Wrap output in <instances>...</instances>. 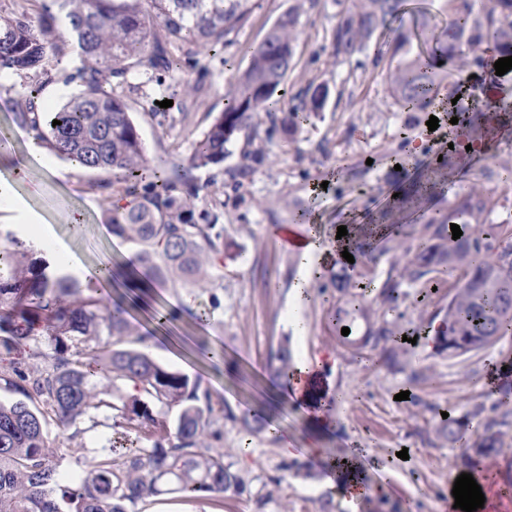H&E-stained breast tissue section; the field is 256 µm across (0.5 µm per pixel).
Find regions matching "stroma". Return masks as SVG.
<instances>
[{
    "label": "stroma",
    "mask_w": 512,
    "mask_h": 512,
    "mask_svg": "<svg viewBox=\"0 0 512 512\" xmlns=\"http://www.w3.org/2000/svg\"><path fill=\"white\" fill-rule=\"evenodd\" d=\"M294 0H253L247 24L223 49L183 60L179 71L158 73L150 87L129 91L132 116L150 156L158 160L187 158L195 141L224 110V89L231 68H246L248 48L264 39L277 16ZM337 0H317L301 18L295 66L280 91L279 109L309 83L327 85L330 95L322 112L303 122L294 136L271 130L269 155L248 186L235 190L228 172L241 162L233 152L218 166L195 170L201 193L197 208L214 211L224 224L220 259L210 268L205 287L157 288L150 309L136 311L137 321L154 328L151 356L159 363L201 377L236 414L264 412L268 424L287 431L296 446L306 445L309 430L303 413L286 398H274V378L268 366L271 352L288 342L295 363L332 356L324 371L330 388L331 430L321 446L327 456L352 448L368 451L365 481L370 495L346 508L335 489L321 477L307 479L293 472L313 469L308 459L281 454L270 434H245L237 425L224 426L228 462L242 472L248 489L221 500L163 496L147 512H319L331 499L334 512H447L448 486L460 468L457 445L438 439L442 417L467 423V438L482 431L475 410L495 416L512 411V386L489 389V366L512 360V331L495 345L457 358L433 349L424 333L430 320L448 303L458 274L445 275L439 288L423 283L403 285L407 299L389 314L398 335L416 332L417 344L394 355L382 350L350 352L339 341L336 290L330 280L335 262L322 267L305 296L292 288L303 273L297 254L284 249L273 229L290 224L295 213L317 209L321 233L333 240L336 227L401 211L398 230L419 238L427 220L447 212L455 193L464 191L473 170L486 171L484 188L494 205L488 223L512 229V137L470 153L451 156L448 179H432L430 169L441 147L427 135L428 113L403 112L387 92L385 66H374L360 54L337 62L329 45ZM168 108H160L163 100ZM12 94L0 93V179L11 182L12 198L0 199V209L20 203L48 225L52 242L65 245L68 261L55 263L56 273L82 278L85 270L127 259L134 245L112 235L107 217L112 208L98 187L99 174L43 152L31 154L30 138L13 120ZM328 182L329 190L313 189ZM426 181L431 185L419 207L410 209L397 198L398 188ZM171 311L170 320L154 325L153 314ZM218 345L222 361L204 357L199 348ZM409 397L398 400L400 392ZM408 461L396 459L400 448ZM274 499L257 510V496Z\"/></svg>",
    "instance_id": "obj_1"
}]
</instances>
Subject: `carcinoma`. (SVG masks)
Masks as SVG:
<instances>
[{"label":"carcinoma","mask_w":512,"mask_h":512,"mask_svg":"<svg viewBox=\"0 0 512 512\" xmlns=\"http://www.w3.org/2000/svg\"><path fill=\"white\" fill-rule=\"evenodd\" d=\"M252 0H0V90L16 97L14 122L41 146L86 171L112 174L99 187L125 204L112 208V234L138 246L112 268V278L139 279L144 297L156 285L199 286L220 252L224 225L196 209L200 187L193 170L219 165L248 130L255 149L243 154L234 188L244 186L253 165L268 157V138L258 132L265 113L284 133L322 111L329 89L309 86L288 111L276 117V94L294 66L303 4L276 18L263 41L248 49L249 63L235 72L219 113L189 157L159 163L150 157L124 94L128 76L150 83L159 71L179 69L182 59L224 45L249 20ZM451 22L441 28L412 13L407 0H353L336 14L330 55L345 61L373 51V63L388 61V92L404 112L435 110L438 86L454 73L483 67L474 53L493 43L499 57L512 56V0H448ZM399 23L390 45L376 34ZM65 60L75 61L70 69ZM81 87L53 111L39 109L46 85ZM60 124L54 126L52 121ZM471 173L467 193L448 213L429 219L423 240L411 244L398 233L385 238L396 275L381 299L397 307L402 281L456 272L461 286L448 296L437 330L439 352L450 358L482 350L512 329V233L484 224L490 210L482 180ZM470 224L452 239L448 224ZM336 321L359 306L355 285L344 273L332 277ZM391 323L372 324L360 339L342 336L352 349L386 348ZM152 331L139 328L129 307L85 295L66 275L49 272L44 259L12 233L0 244V357L10 361L0 383L11 394L0 400V512H130L140 504L180 493L222 498L247 490L244 477L225 462L224 423L249 433L264 431L251 414L236 415L201 379L172 370L147 352ZM275 377L294 370L288 343L271 354ZM104 414L135 434L128 446L89 449L83 442L86 417ZM506 412L483 424L479 439L460 449L464 468L507 452L512 422ZM55 423L70 431L73 453L91 452L90 469L64 476L45 429ZM462 424L442 420L436 433L455 444Z\"/></svg>","instance_id":"obj_1"}]
</instances>
